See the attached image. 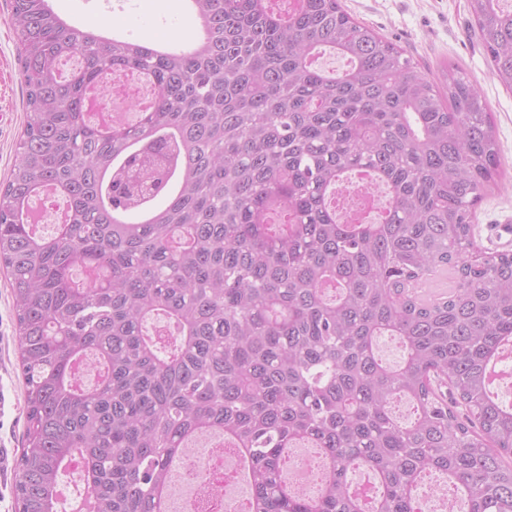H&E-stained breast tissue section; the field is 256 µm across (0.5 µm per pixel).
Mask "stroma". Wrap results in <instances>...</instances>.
<instances>
[{"label":"stroma","instance_id":"1","mask_svg":"<svg viewBox=\"0 0 512 512\" xmlns=\"http://www.w3.org/2000/svg\"><path fill=\"white\" fill-rule=\"evenodd\" d=\"M68 25L107 37L158 44L180 38L198 20L185 0H49ZM356 21L403 50L422 71L440 78L458 67L484 98L495 127L502 172L475 209V247L512 251V235L493 238V224L512 225V90L498 80L479 40L468 0H340ZM26 90L19 73L9 0H0V181L15 160L24 128ZM0 446L21 450L23 382L9 280L0 271Z\"/></svg>","mask_w":512,"mask_h":512}]
</instances>
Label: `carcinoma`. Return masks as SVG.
I'll return each mask as SVG.
<instances>
[{"mask_svg":"<svg viewBox=\"0 0 512 512\" xmlns=\"http://www.w3.org/2000/svg\"><path fill=\"white\" fill-rule=\"evenodd\" d=\"M273 2L194 0L206 37L156 55L71 28L46 0H10L26 88L0 182L24 385L16 512H58L75 456L95 512H158L171 449L205 436L248 464L249 512H423L432 475L463 512H512V404L487 383L512 346V252L465 255L500 175L484 99L452 71L434 83L339 0ZM500 3L469 8L512 88ZM327 48L345 69L319 67ZM105 68L155 77L144 120L106 138L82 112ZM366 173L388 204L344 220L336 193ZM45 186L72 216L47 236L19 220ZM438 270L454 284L424 303L414 286ZM160 315L177 327L166 343L146 328ZM385 335L402 362L380 357ZM305 446L313 496L285 479ZM359 468L376 484L368 505Z\"/></svg>","mask_w":512,"mask_h":512,"instance_id":"carcinoma-1","label":"carcinoma"}]
</instances>
